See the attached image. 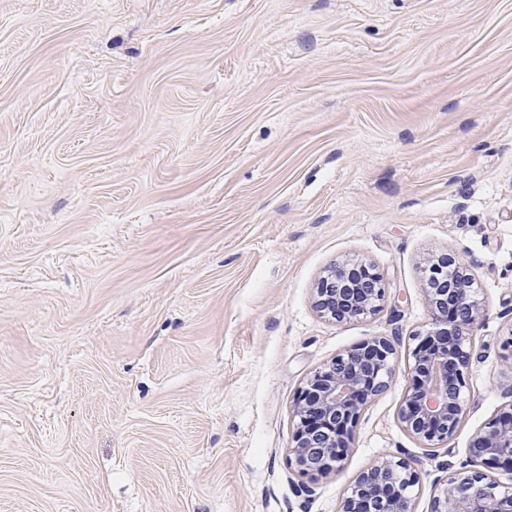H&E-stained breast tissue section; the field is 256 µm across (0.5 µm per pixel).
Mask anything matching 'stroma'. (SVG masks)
Listing matches in <instances>:
<instances>
[{"label":"stroma","instance_id":"35a3bbf8","mask_svg":"<svg viewBox=\"0 0 512 512\" xmlns=\"http://www.w3.org/2000/svg\"><path fill=\"white\" fill-rule=\"evenodd\" d=\"M446 252L486 312L428 448L399 408ZM341 260L375 315L316 311ZM511 335L512 0H0V512H340L385 454L431 512ZM374 336L396 372L309 479L294 400ZM385 288L380 276L365 264L336 263L318 282L315 307L323 317L338 323L360 320L379 310Z\"/></svg>","mask_w":512,"mask_h":512}]
</instances>
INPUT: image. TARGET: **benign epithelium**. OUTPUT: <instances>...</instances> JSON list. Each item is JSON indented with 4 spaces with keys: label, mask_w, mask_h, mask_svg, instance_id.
Returning <instances> with one entry per match:
<instances>
[{
    "label": "benign epithelium",
    "mask_w": 512,
    "mask_h": 512,
    "mask_svg": "<svg viewBox=\"0 0 512 512\" xmlns=\"http://www.w3.org/2000/svg\"><path fill=\"white\" fill-rule=\"evenodd\" d=\"M441 275L426 289L430 327L408 363L411 386L403 397L400 418L423 445L446 442L466 413L461 391L472 359V341L483 313L467 266L442 253ZM385 297V284L366 265L336 263L316 288L315 307L338 323L375 314ZM393 343L374 337L336 355L315 370L293 407L297 429L290 464L312 478L337 473L350 449L364 407L383 392L395 373ZM468 454L485 468L466 467L448 475L432 512H512V489L500 485L492 469H512V407L479 427ZM417 473L398 456H383L350 485L341 512H413Z\"/></svg>",
    "instance_id": "1"
}]
</instances>
